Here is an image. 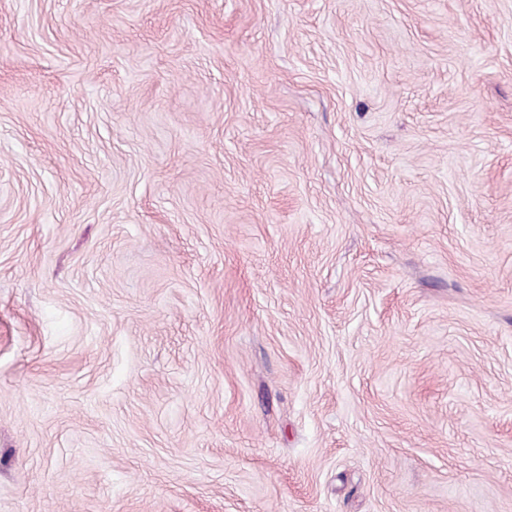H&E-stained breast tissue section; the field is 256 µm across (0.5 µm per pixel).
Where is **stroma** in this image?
Here are the masks:
<instances>
[{"label":"stroma","instance_id":"stroma-1","mask_svg":"<svg viewBox=\"0 0 512 512\" xmlns=\"http://www.w3.org/2000/svg\"><path fill=\"white\" fill-rule=\"evenodd\" d=\"M0 512H512V0H0Z\"/></svg>","mask_w":512,"mask_h":512}]
</instances>
